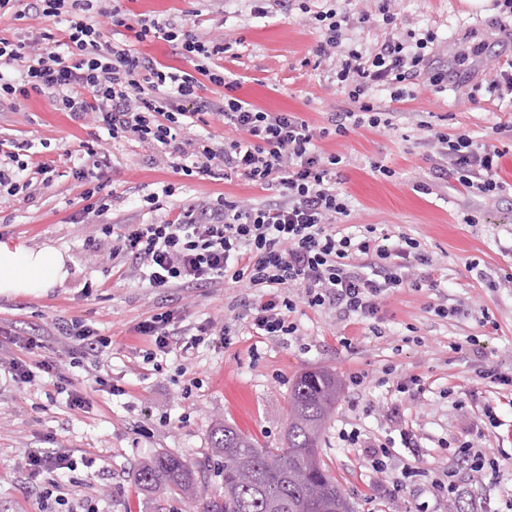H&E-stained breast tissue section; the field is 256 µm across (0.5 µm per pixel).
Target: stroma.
Returning <instances> with one entry per match:
<instances>
[{"mask_svg": "<svg viewBox=\"0 0 512 512\" xmlns=\"http://www.w3.org/2000/svg\"><path fill=\"white\" fill-rule=\"evenodd\" d=\"M131 15L145 14L175 23L195 24L206 36L234 40L233 57L223 61L239 76L240 98L269 111L298 112L320 123L325 113L349 108L347 94L329 79L326 66L313 54L319 34L299 11L286 10L280 0H120ZM378 0H350L353 22L348 38L375 50L393 31L433 30L434 58L451 66L467 51L466 68L475 82L499 79L512 64V16L503 14L494 0L472 5L470 0H397L396 27L378 22ZM370 23H360V16ZM405 112H428L435 130L467 132L506 148L504 178L512 183V89L499 95L471 93L469 87L449 85L437 91L419 79L413 99L401 105ZM503 133H496V126ZM33 145L54 160L51 187L37 188L23 202L0 197V239L31 248L51 247L64 253L68 277L41 295H0V321L23 333L43 329L46 356L61 353L53 336L61 317L76 316L112 339L108 354L87 360L84 368L69 372L81 384L85 370L109 377L115 394L90 393L86 413L73 415L64 396H50L49 387L36 383L19 388L0 383V512H39L34 489L25 481L23 464L32 450L65 448L74 455H91L93 468H78L72 481L97 498L100 512H201V502L165 493L141 497L131 475L156 453L184 457L199 471L207 494L222 493V464L211 450V430L224 422L252 435L260 446L281 447L288 425L293 384L303 372L326 370L343 387L336 409L323 432L320 458L349 501L353 512H448L429 483L416 481L395 499L376 497L375 476L353 449L338 438L341 429L360 428L362 434L384 439L388 429L378 405L395 400L417 435L416 450L395 446L391 477L415 461L436 465L441 441L469 440L500 461L496 475L471 485L485 512H496L512 497V391L484 380L479 372L492 365L512 373V292L488 288L487 279L512 276V194L488 201L466 191L455 180H435L426 132L407 121L392 130L360 128L347 136H331L320 147L347 156L340 187L347 194L351 214L344 225L369 226L378 244L407 234L433 260L431 274L438 292L402 289L383 301L386 320L382 336L366 326L353 331L351 347L339 338L343 325L334 312L299 308L300 335L279 342L259 341L248 321L223 348L199 347L191 361L179 354L164 358L160 369L136 368L137 349L147 348L135 325L158 303L173 298L196 324L223 319L231 301L247 296L245 284L228 283L223 290L205 288L164 292L138 280L114 282L106 251L87 250L97 224H147L160 220L166 209L194 203L218 194L255 203L277 199L274 190L261 191L239 179L186 176L169 165H152L144 149L113 144L95 118L73 122L57 111L45 95H31L16 106L0 105V140ZM95 140L98 151L110 158L107 192L110 208L84 223H70L82 208L84 186L71 173L70 151L79 142ZM380 161L393 175H373L369 164ZM172 184L174 196L163 199L161 210L146 206V195ZM474 214L478 223H463ZM93 282L90 296H82L84 282ZM446 301L464 308L463 316L439 319L428 306ZM482 348L483 359L472 351ZM392 367L389 384L379 385L385 367ZM367 376L361 401H354L344 384L351 373ZM424 380L426 391L417 396L398 393L397 382L410 376ZM198 388L185 393L189 378ZM493 407L498 426L485 421Z\"/></svg>", "mask_w": 512, "mask_h": 512, "instance_id": "stroma-1", "label": "stroma"}]
</instances>
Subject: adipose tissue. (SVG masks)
<instances>
[{
    "label": "adipose tissue",
    "mask_w": 512,
    "mask_h": 512,
    "mask_svg": "<svg viewBox=\"0 0 512 512\" xmlns=\"http://www.w3.org/2000/svg\"><path fill=\"white\" fill-rule=\"evenodd\" d=\"M67 276L66 259L58 250L0 241V295L40 294Z\"/></svg>",
    "instance_id": "ef3b65f1"
}]
</instances>
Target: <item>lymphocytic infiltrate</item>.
Returning <instances> with one entry per match:
<instances>
[{
    "label": "lymphocytic infiltrate",
    "mask_w": 512,
    "mask_h": 512,
    "mask_svg": "<svg viewBox=\"0 0 512 512\" xmlns=\"http://www.w3.org/2000/svg\"><path fill=\"white\" fill-rule=\"evenodd\" d=\"M296 2L320 33L314 55L327 62L331 81L344 89L352 104L351 109L328 113L320 125L299 113L268 111L238 97L241 81L222 64L232 49L224 40L203 38L194 28L167 20L143 15L133 20L120 6L107 8L100 0H29L21 9L16 8V0H0V11L13 12L15 19L32 12L66 24L60 39L41 30L20 38L0 36V68L13 66L18 72L14 78L0 75V100L46 94L72 121L81 123L96 115L113 142L149 150L150 163L173 164L187 176L212 177L220 172L228 180L236 177L262 190H278V199L262 204L221 194L199 205L165 211L164 220L157 223L99 225V236L91 246L108 248L115 279L135 276L150 287L167 289L244 283L251 294L240 305L248 312L255 335L268 341L297 335L295 315L302 307L333 311L337 320L349 325L367 324L370 333L379 337L382 301L389 292L437 290L431 275L411 269L412 264L428 266L432 260L408 235L381 246L369 232L339 229L338 220L350 214L348 197L340 188L346 158L322 151L319 143L359 128H394L398 104L413 95L410 82L423 76L440 88L447 83L448 72L433 59L434 32H409L367 54L342 45L351 22L346 7L315 11L309 0ZM103 14L110 15L114 28H133L138 42L169 43L192 64V71L171 70L126 41L104 40L93 21ZM203 77L223 89L222 102L199 96ZM379 87L388 91L390 107L369 101L370 91ZM209 115L221 117L228 129L223 142L191 134V126ZM411 119L426 132L428 146L440 158L432 171L434 178L456 180L488 200L507 190L501 175L503 150L465 132L435 131L421 113H412ZM78 150L83 163L72 174L85 185L86 205L72 215L75 224L102 216L107 208L100 198L103 186L95 181L107 158L84 141ZM53 171L52 162L34 159L32 152H5L0 157V193L30 199L33 175L47 177ZM183 320L178 308L165 304L136 324V333L151 342L142 353L143 363L176 348L185 355L202 345L219 348L235 334L232 318L221 323L209 320L199 323L195 337L182 345L178 335ZM54 327L65 347L61 356L46 358L39 333L19 336L0 326V344L17 349L16 355L0 359V377L22 388L46 375L70 410L86 411L89 392H111V380L88 374L81 392L73 389L65 371L103 355L112 339L78 317L58 319ZM384 419L395 438L369 441L355 428L340 433L341 440L355 448L377 475L375 490L382 498L392 494L387 475L395 444L408 446L415 438L398 403H387ZM442 454V463L431 468L403 465V482L427 478L448 505L465 502L476 507V499H465L459 474L465 471L477 479L496 474L499 460L466 442L443 448ZM94 463L93 457L77 458L64 448H43L28 455L24 469L40 504L50 512L68 503L64 484L68 473Z\"/></svg>",
    "instance_id": "f902f5d3"
}]
</instances>
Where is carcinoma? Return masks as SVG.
I'll return each instance as SVG.
<instances>
[{
    "mask_svg": "<svg viewBox=\"0 0 512 512\" xmlns=\"http://www.w3.org/2000/svg\"><path fill=\"white\" fill-rule=\"evenodd\" d=\"M336 390V375L327 371L297 378L281 448H261L234 427L214 426L211 447L224 460V494L206 498L203 512H352L319 454ZM132 480L144 497L162 491L196 494V471L174 454L154 455L132 472Z\"/></svg>",
    "mask_w": 512,
    "mask_h": 512,
    "instance_id": "1",
    "label": "carcinoma"
}]
</instances>
